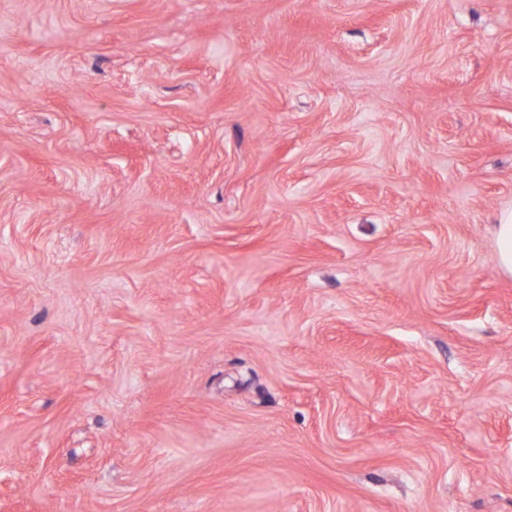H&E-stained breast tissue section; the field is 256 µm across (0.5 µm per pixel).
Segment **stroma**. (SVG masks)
Listing matches in <instances>:
<instances>
[{
  "mask_svg": "<svg viewBox=\"0 0 512 512\" xmlns=\"http://www.w3.org/2000/svg\"><path fill=\"white\" fill-rule=\"evenodd\" d=\"M512 0H0V512H512ZM497 267L501 274L512 276V208L503 210L493 224Z\"/></svg>",
  "mask_w": 512,
  "mask_h": 512,
  "instance_id": "stroma-1",
  "label": "stroma"
}]
</instances>
